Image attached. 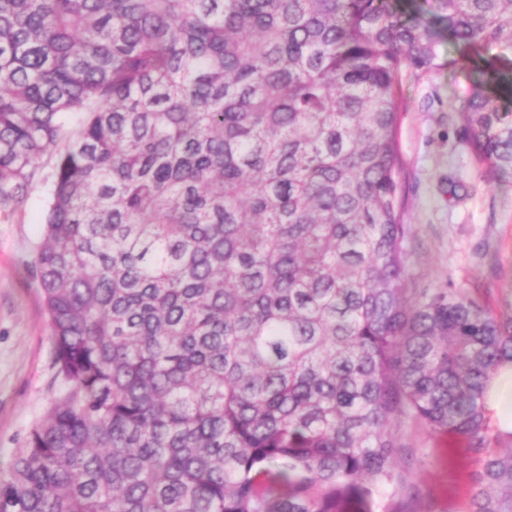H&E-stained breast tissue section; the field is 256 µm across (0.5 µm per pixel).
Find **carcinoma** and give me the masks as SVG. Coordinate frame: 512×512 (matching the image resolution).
<instances>
[{"instance_id":"cac0c4a2","label":"carcinoma","mask_w":512,"mask_h":512,"mask_svg":"<svg viewBox=\"0 0 512 512\" xmlns=\"http://www.w3.org/2000/svg\"><path fill=\"white\" fill-rule=\"evenodd\" d=\"M512 0H0V214L57 148L33 268L65 390L0 512H414L398 424L483 440L512 317L404 295L396 77ZM460 104L512 179V73ZM83 115L65 129L68 113ZM471 512H512V448Z\"/></svg>"}]
</instances>
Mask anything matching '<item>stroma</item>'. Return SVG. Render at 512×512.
I'll list each match as a JSON object with an SVG mask.
<instances>
[{
	"label": "stroma",
	"mask_w": 512,
	"mask_h": 512,
	"mask_svg": "<svg viewBox=\"0 0 512 512\" xmlns=\"http://www.w3.org/2000/svg\"><path fill=\"white\" fill-rule=\"evenodd\" d=\"M439 66L399 75L403 221L408 224V294L459 291L497 315L512 314V181L478 164L462 131L458 100L478 80L471 53L440 40ZM54 153L40 160L28 202L0 219V478L34 424L63 390L52 330L33 272ZM402 428L419 459L421 512H469L481 455L468 440Z\"/></svg>",
	"instance_id": "35a3bbf8"
}]
</instances>
